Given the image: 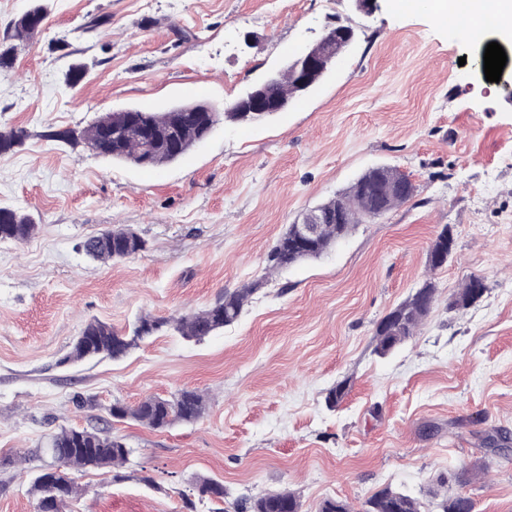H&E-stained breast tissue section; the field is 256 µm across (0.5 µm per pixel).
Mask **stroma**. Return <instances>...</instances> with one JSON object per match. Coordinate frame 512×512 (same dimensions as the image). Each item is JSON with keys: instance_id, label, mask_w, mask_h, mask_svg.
I'll return each instance as SVG.
<instances>
[{"instance_id": "1", "label": "stroma", "mask_w": 512, "mask_h": 512, "mask_svg": "<svg viewBox=\"0 0 512 512\" xmlns=\"http://www.w3.org/2000/svg\"><path fill=\"white\" fill-rule=\"evenodd\" d=\"M37 3L42 29L0 68V131L27 132L0 153V206L38 224L0 241V512H34L30 482L63 426L134 450L125 480L73 472L64 512H184L199 476L231 503L292 490L302 512L326 498L360 512L387 486L433 512L426 492L444 477L473 512H512V56L486 81L484 46L393 0L369 14L355 0H0V44ZM338 24L355 31L349 51L270 120L217 123L150 171L80 139L123 108L224 110ZM383 165L409 175L412 199L267 272L289 224ZM120 225L146 249L114 263L80 250ZM446 226L455 248L429 270ZM474 276L483 297L449 309ZM428 279L430 315L378 357L377 324ZM255 280L241 318L203 340L162 331L118 361H64L91 320L124 331ZM180 389L207 396L198 421L152 430L109 414Z\"/></svg>"}]
</instances>
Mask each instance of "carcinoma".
<instances>
[{
  "label": "carcinoma",
  "mask_w": 512,
  "mask_h": 512,
  "mask_svg": "<svg viewBox=\"0 0 512 512\" xmlns=\"http://www.w3.org/2000/svg\"><path fill=\"white\" fill-rule=\"evenodd\" d=\"M297 92L291 73L283 71L279 82L268 87L276 99H292ZM240 124L238 113L217 112L207 103L179 105V111L169 108L163 112H145L137 108L103 113L81 134L92 151L114 160L128 162L140 168H157L172 163L185 155L195 144L205 139L204 129L219 121ZM23 129L0 132V153L20 144ZM416 187L405 173L387 166L372 168L344 191L321 204V213L327 216L323 224L315 225L309 247H300L293 235V227L276 241L268 253V270L285 269L316 259L365 221L378 219L409 201ZM38 230L34 218L20 210L0 207V241H26ZM81 247L90 258L103 262L125 259L146 249V240L128 226L104 230L86 238ZM259 283L245 285L215 304L177 318L139 316L128 333L122 334L111 325L92 321L78 336L69 361H80L98 355L114 359L125 356L131 349L156 333L167 329L188 340H200L236 323ZM436 286L427 281L414 294L395 307L378 323L373 335V352L385 357L417 334L423 320L435 302ZM206 410V397L197 390L182 389L168 398L148 397L130 407L119 401L112 404L109 413L116 420L130 419L152 430L164 429L175 422L191 423L199 420ZM51 447L64 455L63 470L54 474H37L30 492L35 498L34 512H43L46 497L54 490L62 492L61 502L77 493L70 477L73 469L110 468L113 479H126L122 468L129 462L132 450L117 442L105 428L63 427L50 440ZM198 499L208 497L223 500L227 492L224 484L206 477L192 483ZM429 494L437 499L439 512H472L473 504L467 497L442 496L431 488ZM234 512H302L300 497L282 489L266 493L240 506ZM362 512H423V503L409 494L385 487L370 498Z\"/></svg>",
  "instance_id": "carcinoma-1"
}]
</instances>
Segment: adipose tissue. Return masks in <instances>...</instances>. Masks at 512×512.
<instances>
[{
  "label": "adipose tissue",
  "mask_w": 512,
  "mask_h": 512,
  "mask_svg": "<svg viewBox=\"0 0 512 512\" xmlns=\"http://www.w3.org/2000/svg\"><path fill=\"white\" fill-rule=\"evenodd\" d=\"M417 8L436 21L460 24L467 35H499L500 19L512 16V0H418Z\"/></svg>",
  "instance_id": "obj_1"
}]
</instances>
